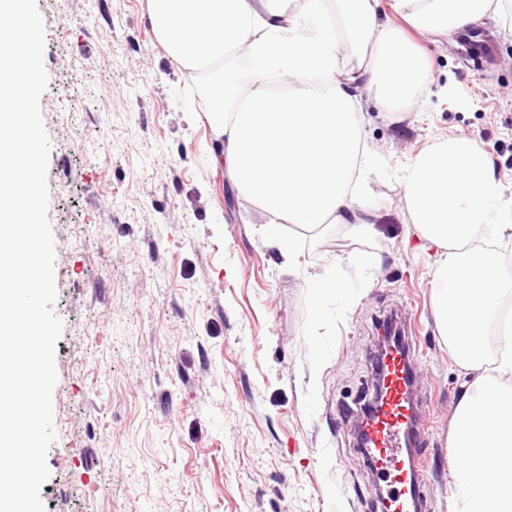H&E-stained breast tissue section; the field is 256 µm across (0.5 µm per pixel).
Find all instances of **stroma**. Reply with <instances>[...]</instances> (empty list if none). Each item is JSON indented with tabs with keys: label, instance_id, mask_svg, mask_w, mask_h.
Listing matches in <instances>:
<instances>
[{
	"label": "stroma",
	"instance_id": "obj_1",
	"mask_svg": "<svg viewBox=\"0 0 512 512\" xmlns=\"http://www.w3.org/2000/svg\"><path fill=\"white\" fill-rule=\"evenodd\" d=\"M49 85L48 218L55 243L56 439L45 512H375L348 411L373 395L379 321L416 328L430 512H451L448 431L470 383L430 306V269L404 246L401 166L466 134L512 198V36L495 18L486 64L458 36L427 43L431 82L396 120L364 88L363 135L379 233L283 225L290 274L260 208L233 185L207 118L208 77L177 66L147 0H36ZM452 88L457 107L438 104ZM381 258L354 267V253ZM353 283L313 319L309 280Z\"/></svg>",
	"mask_w": 512,
	"mask_h": 512
}]
</instances>
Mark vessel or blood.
<instances>
[{
  "label": "vessel or blood",
  "instance_id": "1",
  "mask_svg": "<svg viewBox=\"0 0 512 512\" xmlns=\"http://www.w3.org/2000/svg\"><path fill=\"white\" fill-rule=\"evenodd\" d=\"M379 400L359 419L361 453L375 475L371 494L381 512H426L420 421V362L408 336H401L372 364Z\"/></svg>",
  "mask_w": 512,
  "mask_h": 512
}]
</instances>
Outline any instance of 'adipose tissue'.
<instances>
[{"instance_id": "adipose-tissue-1", "label": "adipose tissue", "mask_w": 512, "mask_h": 512, "mask_svg": "<svg viewBox=\"0 0 512 512\" xmlns=\"http://www.w3.org/2000/svg\"><path fill=\"white\" fill-rule=\"evenodd\" d=\"M502 0H148L165 54L211 70L209 112L230 176L267 216L266 240L289 272L301 255L285 224H340L373 237L376 208L361 201L374 155L362 134L365 84L384 111H410L430 71L407 30L435 37L499 13ZM407 237L430 254V299L457 367L471 375L448 446L478 449L450 463L452 512H512V350L486 355V330L512 335L503 305L512 268L482 237L512 242L505 198L489 154L468 136L438 138L403 168ZM494 466L482 476V462Z\"/></svg>"}]
</instances>
